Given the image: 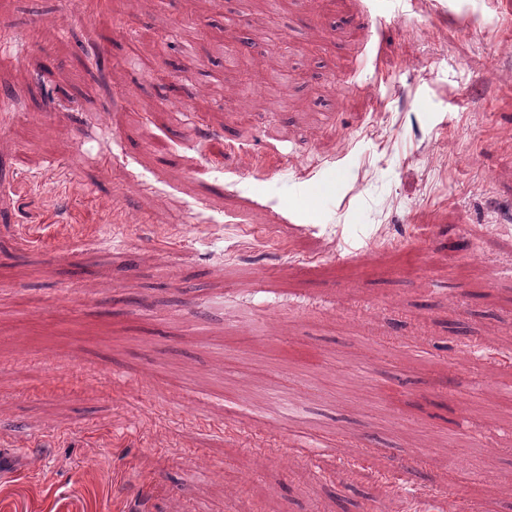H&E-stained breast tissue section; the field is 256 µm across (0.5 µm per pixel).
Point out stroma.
Returning <instances> with one entry per match:
<instances>
[{
  "label": "stroma",
  "mask_w": 512,
  "mask_h": 512,
  "mask_svg": "<svg viewBox=\"0 0 512 512\" xmlns=\"http://www.w3.org/2000/svg\"><path fill=\"white\" fill-rule=\"evenodd\" d=\"M111 15L0 0V512H512V0Z\"/></svg>",
  "instance_id": "stroma-1"
}]
</instances>
